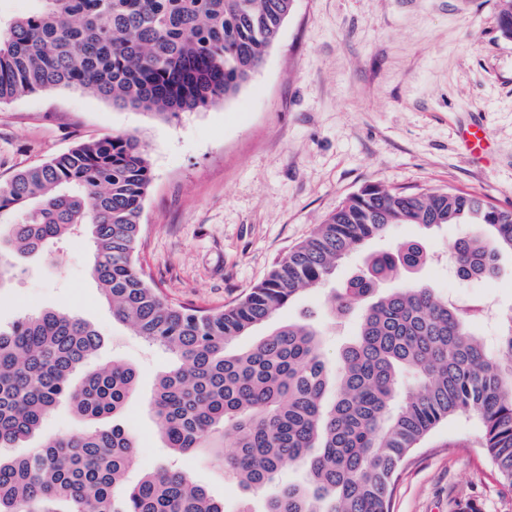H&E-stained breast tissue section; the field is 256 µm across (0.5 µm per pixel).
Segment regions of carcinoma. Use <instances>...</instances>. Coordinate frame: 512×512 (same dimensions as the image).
<instances>
[{"label": "carcinoma", "mask_w": 512, "mask_h": 512, "mask_svg": "<svg viewBox=\"0 0 512 512\" xmlns=\"http://www.w3.org/2000/svg\"><path fill=\"white\" fill-rule=\"evenodd\" d=\"M0 16V102L78 87L120 107L176 116L236 96L262 64L294 0H31ZM512 39V0L497 17ZM151 169L129 132L83 142L0 183V289L31 255L65 238L91 245V275L112 316L174 357L148 401L174 460L133 485L138 444L116 416L136 391L122 360L86 370L102 333L77 314L33 310L0 326V512H224L177 458L204 452L244 489L280 483L266 512H390L411 451L441 424L475 417L483 447L512 485V312L497 347L469 328L476 308L411 279L429 264L418 241L372 252L333 289L332 317L356 320L336 361L324 331L279 327L237 351L235 339L327 282L339 263L396 224H468L449 253L461 277L491 280L512 253V210L450 188L367 185L342 201L235 304L200 310L169 300L135 252ZM395 282L397 286L385 289ZM62 402L93 426L21 456ZM234 455L224 454L226 444ZM293 465L304 484L282 483Z\"/></svg>", "instance_id": "cac0c4a2"}]
</instances>
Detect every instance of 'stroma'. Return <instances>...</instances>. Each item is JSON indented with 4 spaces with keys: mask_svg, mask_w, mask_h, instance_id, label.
<instances>
[{
    "mask_svg": "<svg viewBox=\"0 0 512 512\" xmlns=\"http://www.w3.org/2000/svg\"><path fill=\"white\" fill-rule=\"evenodd\" d=\"M501 0H295L266 58L225 102L167 117L119 108L79 88L35 92L0 104V182L80 141L136 134L152 182L143 201L138 265L170 299L202 309L234 303L306 239L345 198L378 184L408 191L457 188L512 209V39L501 36ZM485 126L490 152L461 151L460 126ZM467 231L446 224L392 228L389 245L422 241L436 261L414 278L468 306L486 305L473 329L499 334L495 312L512 311V256L491 281L456 278L452 244ZM371 242L339 265L329 284L303 293L276 324L310 322L326 333L328 356L353 325L333 326L326 298L354 277ZM87 240L55 245L52 261L31 260L0 292V325L40 308H67L99 328L95 359L119 358L138 384L118 424L138 441L136 482L169 456L147 401L171 356L150 349L122 323L90 275ZM226 512L249 493L203 455L184 456ZM391 512H512L505 484L481 445L477 422L440 425L402 464Z\"/></svg>",
    "mask_w": 512,
    "mask_h": 512,
    "instance_id": "obj_1",
    "label": "stroma"
}]
</instances>
